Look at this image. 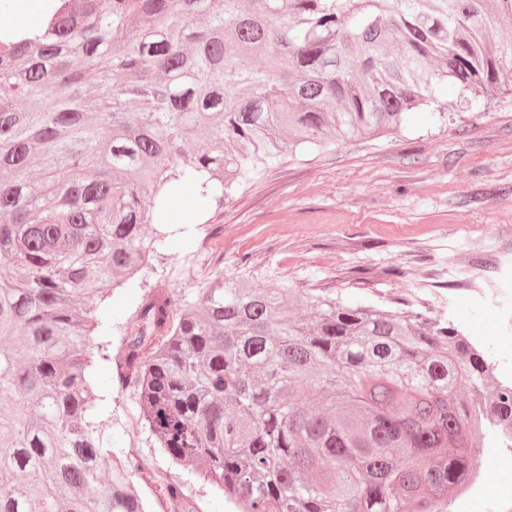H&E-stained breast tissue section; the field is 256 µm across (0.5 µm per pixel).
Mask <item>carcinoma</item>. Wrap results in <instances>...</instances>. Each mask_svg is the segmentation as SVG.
I'll use <instances>...</instances> for the list:
<instances>
[{"label": "carcinoma", "instance_id": "1", "mask_svg": "<svg viewBox=\"0 0 512 512\" xmlns=\"http://www.w3.org/2000/svg\"><path fill=\"white\" fill-rule=\"evenodd\" d=\"M506 21L512 0H56L0 35V512H152L143 464L112 453L94 345L238 512H400L397 489L448 512L512 384L485 397L483 355L431 312L222 275L176 320L144 298L111 355L95 309L151 268L175 190L220 204L284 151L399 129L444 83L481 109L512 85ZM163 497L194 512L180 482Z\"/></svg>", "mask_w": 512, "mask_h": 512}]
</instances>
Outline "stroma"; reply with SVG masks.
<instances>
[{"mask_svg":"<svg viewBox=\"0 0 512 512\" xmlns=\"http://www.w3.org/2000/svg\"><path fill=\"white\" fill-rule=\"evenodd\" d=\"M168 232L141 286L116 291L101 318L126 321L149 292L195 295L220 273L426 309L490 356L496 315L457 295L467 272L481 286L512 282V94L480 117L465 110L442 124L424 111L399 132L284 155L220 204L185 191ZM102 408L116 454L147 465L132 478L142 497L174 479L197 512H236L164 452L132 391L107 388Z\"/></svg>","mask_w":512,"mask_h":512,"instance_id":"stroma-1","label":"stroma"}]
</instances>
